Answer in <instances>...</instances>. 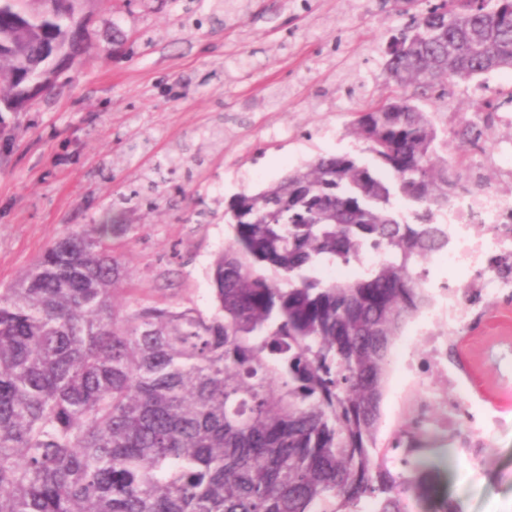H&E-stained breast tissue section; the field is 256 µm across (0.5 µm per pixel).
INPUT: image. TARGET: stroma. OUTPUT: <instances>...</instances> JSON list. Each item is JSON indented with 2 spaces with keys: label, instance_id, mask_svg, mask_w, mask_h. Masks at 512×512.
I'll use <instances>...</instances> for the list:
<instances>
[{
  "label": "stroma",
  "instance_id": "1",
  "mask_svg": "<svg viewBox=\"0 0 512 512\" xmlns=\"http://www.w3.org/2000/svg\"><path fill=\"white\" fill-rule=\"evenodd\" d=\"M135 0L112 11L101 0L88 23V48L70 83L0 130V285L11 283L55 238L96 223L118 196L139 187L156 164L183 154L169 183L126 216L117 248L135 287L159 305L176 301L209 311V266L228 237L224 206L320 157H371L353 132L362 104L389 96L383 71L392 31L405 19L387 0ZM128 39L110 50L106 36ZM512 90V69L492 80L455 84L452 97L415 98L437 128H449V161L470 166L494 156L489 188L512 194L501 168L512 165V126L494 143L472 147L457 131L475 120L476 97ZM222 194L208 192L211 181ZM208 214L197 223L195 213ZM512 336V321L471 328L466 350L489 385L488 333ZM501 472L466 458L428 481L464 512H512V443L498 442Z\"/></svg>",
  "mask_w": 512,
  "mask_h": 512
}]
</instances>
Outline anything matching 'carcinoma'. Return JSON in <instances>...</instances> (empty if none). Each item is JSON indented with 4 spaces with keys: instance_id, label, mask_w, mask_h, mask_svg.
Listing matches in <instances>:
<instances>
[{
    "instance_id": "cac0c4a2",
    "label": "carcinoma",
    "mask_w": 512,
    "mask_h": 512,
    "mask_svg": "<svg viewBox=\"0 0 512 512\" xmlns=\"http://www.w3.org/2000/svg\"><path fill=\"white\" fill-rule=\"evenodd\" d=\"M97 2L0 0V113L27 107L39 72L65 86ZM393 4L408 17L385 51L395 96L354 127L373 165L319 158L230 199L211 314L121 287L130 225L109 211L0 288V512H404L410 493L420 512H462L422 491L445 455L379 447V402L394 341L430 302L421 262L448 249L438 217L484 187L440 159L411 95L512 68V0ZM489 120L459 135L476 146ZM367 250L385 258L316 276Z\"/></svg>"
}]
</instances>
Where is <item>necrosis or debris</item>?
Listing matches in <instances>:
<instances>
[{
  "label": "necrosis or debris",
  "instance_id": "obj_1",
  "mask_svg": "<svg viewBox=\"0 0 512 512\" xmlns=\"http://www.w3.org/2000/svg\"><path fill=\"white\" fill-rule=\"evenodd\" d=\"M447 261L466 278L433 285L416 328L398 336L390 364L407 382L393 392L397 410L388 427L394 432L405 419H418L451 437L455 454L485 468L496 462L493 437L512 436V413L489 409L481 384L449 350L460 347L474 321L512 311V202L492 193L457 199Z\"/></svg>",
  "mask_w": 512,
  "mask_h": 512
}]
</instances>
